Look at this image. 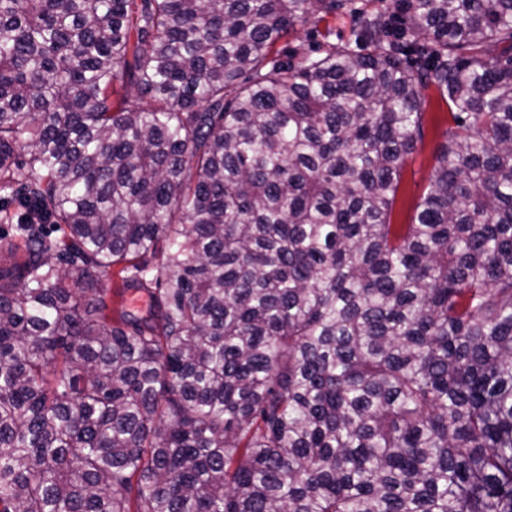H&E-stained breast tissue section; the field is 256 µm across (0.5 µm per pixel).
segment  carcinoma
Masks as SVG:
<instances>
[{"instance_id": "carcinoma-1", "label": "carcinoma", "mask_w": 512, "mask_h": 512, "mask_svg": "<svg viewBox=\"0 0 512 512\" xmlns=\"http://www.w3.org/2000/svg\"><path fill=\"white\" fill-rule=\"evenodd\" d=\"M391 5L0 0V512H512V0ZM311 20L303 26H298L296 33L288 35V56L293 63L299 61L300 56L294 55L298 47L312 49L316 43H336V45H350L354 49H362V45L355 43L358 28V15L350 12H336V16L329 15L319 22ZM425 136L409 155L402 173L391 222L411 224L420 198L429 189L434 172V154L444 141L443 133L451 122L448 104L434 88L423 90Z\"/></svg>"}]
</instances>
